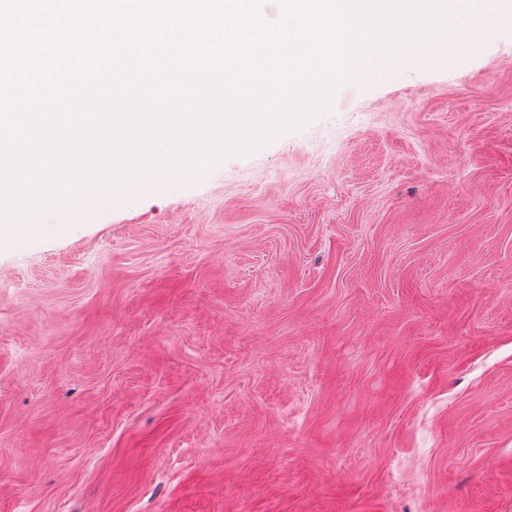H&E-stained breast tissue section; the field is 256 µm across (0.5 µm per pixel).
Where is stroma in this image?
Wrapping results in <instances>:
<instances>
[{"instance_id":"35a3bbf8","label":"stroma","mask_w":512,"mask_h":512,"mask_svg":"<svg viewBox=\"0 0 512 512\" xmlns=\"http://www.w3.org/2000/svg\"><path fill=\"white\" fill-rule=\"evenodd\" d=\"M0 243V512H512V26Z\"/></svg>"}]
</instances>
